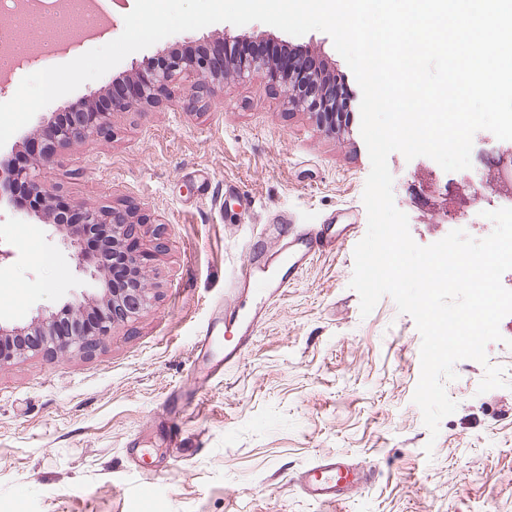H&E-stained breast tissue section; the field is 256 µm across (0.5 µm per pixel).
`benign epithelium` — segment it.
Segmentation results:
<instances>
[{"label": "benign epithelium", "mask_w": 512, "mask_h": 512, "mask_svg": "<svg viewBox=\"0 0 512 512\" xmlns=\"http://www.w3.org/2000/svg\"><path fill=\"white\" fill-rule=\"evenodd\" d=\"M233 72L239 78H247L262 73L272 79H279L277 65L263 56L252 57L243 61L224 59L220 67L202 55L184 52L173 56L163 66L147 58L137 63L133 75L137 77L139 93L137 100L153 105L161 92L165 91L174 77L181 73L197 77V83L187 89V95L202 99L212 98L224 93V77ZM288 105L293 110L316 109L308 95L297 89H287ZM130 107L127 100H114L105 110L88 106L81 117L74 123L57 128L53 141L47 145L43 153L27 167L16 166L11 157L0 156V205L12 203L13 188L23 184L31 198L39 200V204L27 209V215L46 221L62 236L68 248L73 250V258L80 272L91 281V287L103 292L102 297L84 294L63 305V309L71 315V330L65 336L55 331L53 315L39 313L31 322L23 327H5L0 324V337L33 333L39 340L29 346L13 350H5L0 346V364L13 361L29 351L42 350L47 354H87L111 335L114 323L113 311L120 307L124 317L134 318L147 312L152 301V288L148 283L145 267L140 253H128L120 250V244L126 237L133 234L135 226L133 213L113 207L88 205L81 208L82 224L79 226L67 223L46 206L48 192L42 176L46 166L59 145L89 144L112 128V116L117 112H125ZM448 202L457 206L450 213V219L460 221L467 217L465 204L476 191L468 180L453 182L448 185ZM88 234H100L110 244L104 252L90 256L82 249V239ZM121 259L133 268L134 287L121 292L109 291L107 277L112 261Z\"/></svg>", "instance_id": "7a95c632"}]
</instances>
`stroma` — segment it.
Returning a JSON list of instances; mask_svg holds the SVG:
<instances>
[{"instance_id": "obj_1", "label": "stroma", "mask_w": 512, "mask_h": 512, "mask_svg": "<svg viewBox=\"0 0 512 512\" xmlns=\"http://www.w3.org/2000/svg\"><path fill=\"white\" fill-rule=\"evenodd\" d=\"M134 5L110 0L111 22L95 36L21 60L0 102L18 78L116 39ZM228 32L276 40L344 77L349 122L335 132L315 113L289 110L283 84L262 74L227 78L223 95L202 103L186 96L193 79L185 75L150 111L115 113L111 133L91 145L57 147L49 194L77 209H130L154 299L91 353L31 352L0 365V512H512V315L486 363L459 361L455 379L444 380L458 407L434 437L412 401L421 373L414 319L387 295L361 315L349 286L367 231L371 163L362 92L328 34L220 22L168 36L47 105L0 149L23 151L43 124L104 95L132 63ZM388 167L412 239L444 238L451 224L429 210L420 185H444L451 173L398 152ZM286 221L356 230L267 303L239 359L223 364L219 341L197 363L195 341L225 304L253 306L236 286L240 267L272 255V227ZM86 287L51 226L0 210V324L59 313ZM489 364L508 385L482 394ZM175 422L182 443L172 448ZM328 460L372 478L345 501L312 500L300 477Z\"/></svg>"}]
</instances>
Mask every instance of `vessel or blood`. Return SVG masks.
I'll list each match as a JSON object with an SVG mask.
<instances>
[{"mask_svg":"<svg viewBox=\"0 0 512 512\" xmlns=\"http://www.w3.org/2000/svg\"><path fill=\"white\" fill-rule=\"evenodd\" d=\"M345 235V230H333L328 224L300 233L292 232L287 224L278 226L277 236L281 240L279 252L274 254L271 261L246 266L240 274L241 280L249 288L261 289L259 302L244 314L236 308L224 312L229 327L236 332L234 344L224 348L225 362H233L240 356L262 316L266 302L280 296L287 286L286 280L270 274V267L285 266L293 273H301L317 253L335 249L337 241ZM366 480V475L331 460L305 471L301 486L310 499L320 501L339 498L348 489L360 487Z\"/></svg>","mask_w":512,"mask_h":512,"instance_id":"obj_1","label":"vessel or blood"}]
</instances>
